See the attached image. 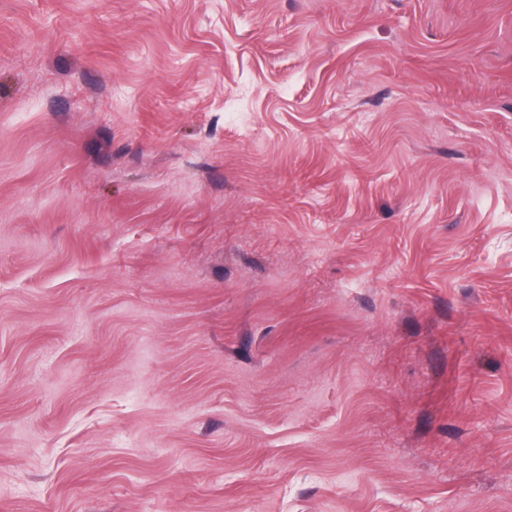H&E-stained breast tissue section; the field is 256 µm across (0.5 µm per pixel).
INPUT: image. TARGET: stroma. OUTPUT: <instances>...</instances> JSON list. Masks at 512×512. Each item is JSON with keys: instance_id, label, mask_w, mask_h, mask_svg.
I'll list each match as a JSON object with an SVG mask.
<instances>
[{"instance_id": "1", "label": "stroma", "mask_w": 512, "mask_h": 512, "mask_svg": "<svg viewBox=\"0 0 512 512\" xmlns=\"http://www.w3.org/2000/svg\"><path fill=\"white\" fill-rule=\"evenodd\" d=\"M0 512H512V0H0Z\"/></svg>"}]
</instances>
